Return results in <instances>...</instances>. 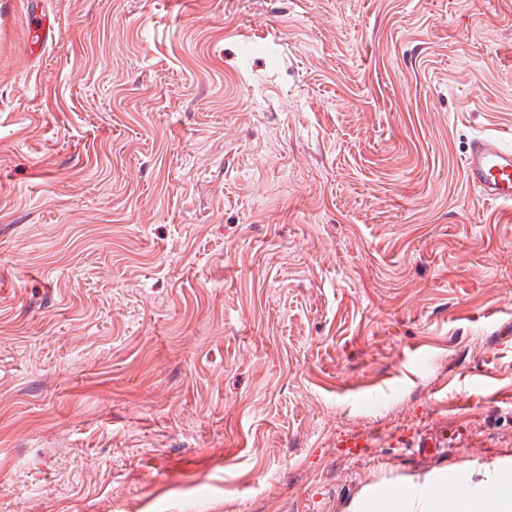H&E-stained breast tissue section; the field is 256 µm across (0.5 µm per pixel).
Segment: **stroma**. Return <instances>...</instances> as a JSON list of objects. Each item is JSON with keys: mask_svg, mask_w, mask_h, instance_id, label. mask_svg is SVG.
Listing matches in <instances>:
<instances>
[{"mask_svg": "<svg viewBox=\"0 0 512 512\" xmlns=\"http://www.w3.org/2000/svg\"><path fill=\"white\" fill-rule=\"evenodd\" d=\"M488 131L512 0H0V512H354L512 465ZM467 183L489 203L512 204V147L500 138H474L463 157Z\"/></svg>", "mask_w": 512, "mask_h": 512, "instance_id": "stroma-1", "label": "stroma"}]
</instances>
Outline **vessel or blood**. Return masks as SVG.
<instances>
[{
    "label": "vessel or blood",
    "instance_id": "b4317fda",
    "mask_svg": "<svg viewBox=\"0 0 512 512\" xmlns=\"http://www.w3.org/2000/svg\"><path fill=\"white\" fill-rule=\"evenodd\" d=\"M467 183L487 202L512 204V147L500 138H474L463 157Z\"/></svg>",
    "mask_w": 512,
    "mask_h": 512
}]
</instances>
